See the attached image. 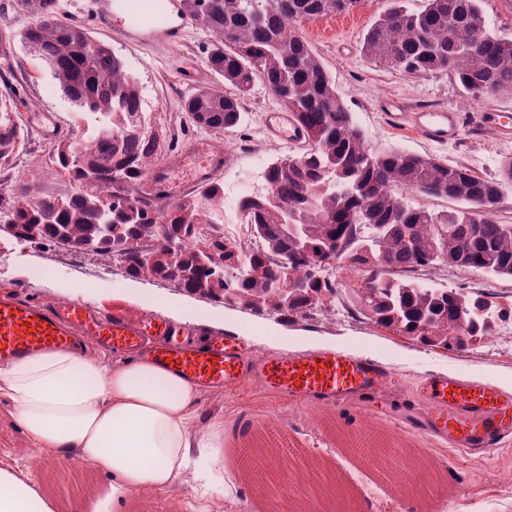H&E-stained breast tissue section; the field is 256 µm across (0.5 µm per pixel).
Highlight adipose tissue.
<instances>
[{
  "instance_id": "ef3b65f1",
  "label": "adipose tissue",
  "mask_w": 512,
  "mask_h": 512,
  "mask_svg": "<svg viewBox=\"0 0 512 512\" xmlns=\"http://www.w3.org/2000/svg\"><path fill=\"white\" fill-rule=\"evenodd\" d=\"M199 389L146 361L113 364L48 350L0 366L10 403L35 448L90 464L112 479L113 504L135 491L172 489L193 470L204 494L224 488V430L192 431ZM200 449L191 457V449ZM0 512H56L25 472L0 466Z\"/></svg>"
}]
</instances>
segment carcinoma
Wrapping results in <instances>:
<instances>
[{
  "label": "carcinoma",
  "instance_id": "1",
  "mask_svg": "<svg viewBox=\"0 0 512 512\" xmlns=\"http://www.w3.org/2000/svg\"><path fill=\"white\" fill-rule=\"evenodd\" d=\"M17 2L31 19L25 48L47 62L59 88L96 125L53 149L67 175L65 195L34 197L24 187L0 197V250L23 239L90 252L180 291L325 326L333 324L339 289L314 263L331 258L367 272L364 288L344 293L353 319L447 349L491 337L512 314L481 293L404 277L441 269L433 255L443 238L454 267L512 277V224L495 217L512 186V161L498 177L484 178L465 165L370 148L323 63L295 31L301 21L348 13L360 0H182L184 13L211 34L206 64L222 79L185 100L188 117L214 130L233 128L241 98L260 82L307 133L301 152L267 167L266 191L242 203L261 241L256 250L198 238L201 210L214 217L224 205L218 182L162 204L139 195L159 143L123 61L82 26L62 21L60 0ZM361 52L407 74L446 71L468 100L512 90V39L489 30L481 0H423L419 8L391 0ZM21 136L11 104L0 100V159ZM408 193L457 206H415Z\"/></svg>",
  "mask_w": 512,
  "mask_h": 512
}]
</instances>
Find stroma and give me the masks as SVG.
I'll return each mask as SVG.
<instances>
[{
    "label": "stroma",
    "mask_w": 512,
    "mask_h": 512,
    "mask_svg": "<svg viewBox=\"0 0 512 512\" xmlns=\"http://www.w3.org/2000/svg\"><path fill=\"white\" fill-rule=\"evenodd\" d=\"M388 5V0H360L349 20L337 16L306 20L297 24L296 32L322 60L355 126L371 148L379 152L410 151L467 165L483 177H497L504 163L512 160V141L499 140L493 128L480 124L478 115L498 112L512 120V92L487 96L472 108L449 73L407 74L364 57L360 52L363 38ZM28 22L16 0H0V35L14 41L9 56L0 55V99L11 100L24 132L17 152L0 160V196L5 197L24 186L37 196L45 191L55 192L64 182L60 175L38 181L30 172L28 163L32 160L45 170H52L54 141L29 122V113H53L64 138L87 135L94 125L93 117L76 116L46 64L19 44ZM93 36L117 53L142 92L159 140L157 166H164L176 150L191 149L202 140L247 143L250 151L235 156L218 179L228 192L247 181L261 193L266 188L267 166L277 157L296 152V145L270 141L264 134V113L279 106L264 86H255L243 99L242 119L236 128L213 131L195 124L186 115L185 99L196 89L217 82L205 62L212 37L202 26H191L184 41L166 49L131 43L110 31L97 30ZM383 99L399 101L412 110L459 113L457 140L437 144L393 129L378 110ZM61 275L82 286L109 283V290L96 300L105 312L119 311L134 317L143 311L142 306L126 301L117 292L127 278L120 264L105 266L79 252L62 254L51 261L43 247L26 240L12 241L8 251L0 253V293L45 305L61 302L64 294L51 286ZM417 276L439 288L480 291L495 302L512 303L511 277H493L455 267L435 275L421 270ZM192 301L201 308L223 309L226 314L223 326L198 320L195 328L208 334L247 337L254 357L278 355V348L257 341L266 329L275 327L288 336L316 337L320 350L340 347L351 354L376 359L389 366L394 377L382 395L338 406L280 398L255 385L202 392L192 427L198 430L219 424L224 428V472L229 480L223 494L198 498L194 476L188 472L169 492L133 493L119 505V512H213L217 506L222 512H295L300 497L280 503L261 481L243 472L241 448L256 435L278 430L286 431L294 444L306 448L311 457L333 473L348 496L371 502V512H512V435L503 438L489 454H467L418 430L409 414L422 393L426 375L433 372L512 394V351L494 348L489 341L464 351L426 346L412 337L347 316L326 328L312 320L293 323L234 302L223 304L199 295L193 296ZM347 428L358 434H392L403 447L424 449L439 469L437 487L426 497L397 491L393 481L382 477L375 467L359 464L350 453L343 443ZM34 461L40 464L32 475L38 491L53 495L60 512H99L111 478L82 465L65 464L60 458L33 448L13 408L0 402V464L23 466Z\"/></svg>",
    "instance_id": "35a3bbf8"
}]
</instances>
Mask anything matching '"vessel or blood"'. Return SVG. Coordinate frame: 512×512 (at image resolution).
<instances>
[{"label":"vessel or blood","mask_w":512,"mask_h":512,"mask_svg":"<svg viewBox=\"0 0 512 512\" xmlns=\"http://www.w3.org/2000/svg\"><path fill=\"white\" fill-rule=\"evenodd\" d=\"M166 2L170 18L157 27L145 18L129 20L117 0H92L90 11L101 29L117 27L129 42L165 48L181 42L191 25L179 0ZM383 109L395 129L432 142H449L458 136L457 113L408 112L397 101L385 103ZM264 131L270 140L290 144L305 137L294 114L281 109L265 113ZM84 337L94 338L116 353L136 354L203 389L221 391L258 384L325 405L376 397L384 392L392 375L388 366L339 348L256 359L247 353L240 338L210 336L197 341L190 330L159 316L145 313L130 318L74 301L44 306L12 294L0 295V364L46 349L73 350ZM416 421L420 430L451 447L483 452L512 434V395L433 373L425 380ZM304 455V449L279 444L266 461L270 485L285 481L289 463Z\"/></svg>","instance_id":"1"}]
</instances>
